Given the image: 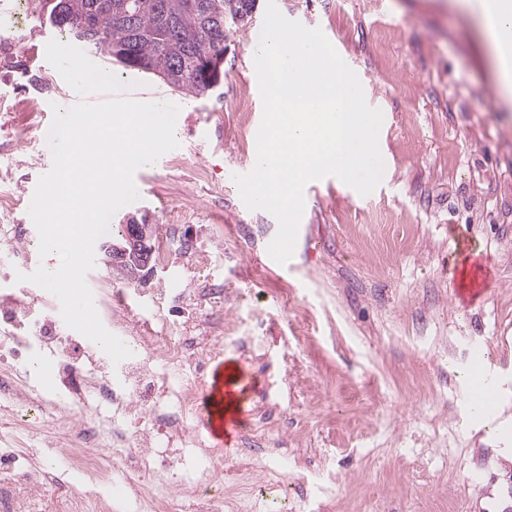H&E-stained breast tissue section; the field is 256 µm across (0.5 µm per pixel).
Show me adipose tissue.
<instances>
[{"label":"adipose tissue","instance_id":"adipose-tissue-1","mask_svg":"<svg viewBox=\"0 0 512 512\" xmlns=\"http://www.w3.org/2000/svg\"><path fill=\"white\" fill-rule=\"evenodd\" d=\"M457 4L477 17L501 96L512 99V0H457Z\"/></svg>","mask_w":512,"mask_h":512}]
</instances>
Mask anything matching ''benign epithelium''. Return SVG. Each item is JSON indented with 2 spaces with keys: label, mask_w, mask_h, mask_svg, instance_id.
I'll return each instance as SVG.
<instances>
[{
  "label": "benign epithelium",
  "mask_w": 512,
  "mask_h": 512,
  "mask_svg": "<svg viewBox=\"0 0 512 512\" xmlns=\"http://www.w3.org/2000/svg\"><path fill=\"white\" fill-rule=\"evenodd\" d=\"M224 58H206L203 60L205 73L211 76L212 87L221 84ZM157 226L146 218L133 214L124 217L121 241H106L99 245L101 260L107 265H122L130 270L131 279L140 284L157 276V266L153 263V241Z\"/></svg>",
  "instance_id": "7a95c632"
}]
</instances>
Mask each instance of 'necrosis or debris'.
I'll list each match as a JSON object with an SVG mask.
<instances>
[{"instance_id":"obj_1","label":"necrosis or debris","mask_w":512,"mask_h":512,"mask_svg":"<svg viewBox=\"0 0 512 512\" xmlns=\"http://www.w3.org/2000/svg\"><path fill=\"white\" fill-rule=\"evenodd\" d=\"M52 302L34 309L17 294L0 303V343L13 359H25L58 341L60 326ZM68 350L56 362L60 383L77 402L74 411L51 417L52 430H64L68 465L110 483L116 469L132 471L122 494L136 497L144 512H175L177 502H191L193 512H258L260 503L224 489L209 490L213 473L221 472L223 460L209 458L195 471L194 481L171 478L169 490L158 493L148 486L157 469H168L169 456L155 448L151 436L201 446L189 424L195 412L206 364L223 347L222 340L194 342L171 330L167 324L143 325L132 337L133 355L110 371L87 365L82 338L67 339ZM112 406L120 420L112 427V462L104 464L99 453L100 431L86 420L98 404ZM49 477L48 468L32 456L13 451L0 454V500L18 505L38 495Z\"/></svg>"}]
</instances>
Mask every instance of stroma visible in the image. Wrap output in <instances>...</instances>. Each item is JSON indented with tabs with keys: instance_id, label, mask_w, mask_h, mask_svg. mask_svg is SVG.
Instances as JSON below:
<instances>
[{
	"instance_id": "stroma-1",
	"label": "stroma",
	"mask_w": 512,
	"mask_h": 512,
	"mask_svg": "<svg viewBox=\"0 0 512 512\" xmlns=\"http://www.w3.org/2000/svg\"><path fill=\"white\" fill-rule=\"evenodd\" d=\"M287 18L321 28L383 113L380 185L359 195L338 178L310 182L293 256L267 248L277 219L244 205L233 176L256 158L263 103L252 47L266 0L233 29L224 80L183 97L179 142L150 168L142 197L117 211L158 227L170 254L148 287L96 262L93 295H124L129 328L167 322L184 335L207 324L224 349L205 372L241 381L242 419L223 457L234 479L276 477L288 512H502L512 504V395L487 422L467 413L475 352L512 379V106L497 94L490 50L473 14L452 0H276ZM0 186L20 193L52 165L48 106L75 100L67 83L38 80L26 47L59 39L35 17L0 11ZM0 239V297L41 263ZM475 276V296L461 294ZM224 301L209 303V289ZM102 489L83 472L54 476L30 512H68Z\"/></svg>"
}]
</instances>
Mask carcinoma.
Wrapping results in <instances>:
<instances>
[{
  "label": "carcinoma",
  "instance_id": "obj_1",
  "mask_svg": "<svg viewBox=\"0 0 512 512\" xmlns=\"http://www.w3.org/2000/svg\"><path fill=\"white\" fill-rule=\"evenodd\" d=\"M31 0L33 15L84 41L129 71L154 74L173 90L199 97L210 93L193 67L199 54H224L234 26L253 16L256 0Z\"/></svg>",
  "mask_w": 512,
  "mask_h": 512
}]
</instances>
